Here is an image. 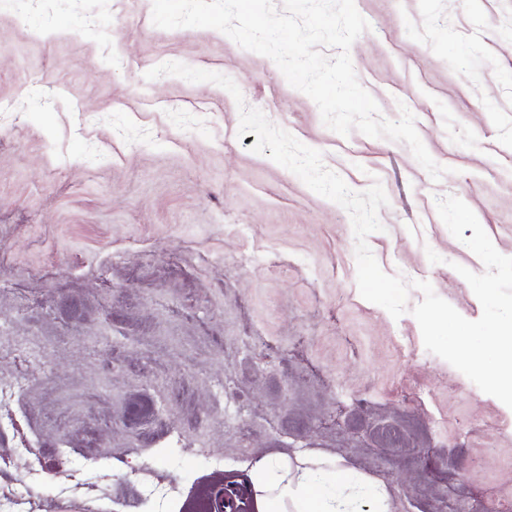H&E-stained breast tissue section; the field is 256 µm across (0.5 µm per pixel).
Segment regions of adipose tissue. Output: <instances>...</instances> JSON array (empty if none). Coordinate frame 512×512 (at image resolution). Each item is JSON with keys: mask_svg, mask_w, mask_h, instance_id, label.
I'll return each instance as SVG.
<instances>
[{"mask_svg": "<svg viewBox=\"0 0 512 512\" xmlns=\"http://www.w3.org/2000/svg\"><path fill=\"white\" fill-rule=\"evenodd\" d=\"M249 480L258 512H390L384 483L312 454L260 458Z\"/></svg>", "mask_w": 512, "mask_h": 512, "instance_id": "1", "label": "adipose tissue"}]
</instances>
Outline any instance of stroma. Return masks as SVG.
<instances>
[{
	"mask_svg": "<svg viewBox=\"0 0 512 512\" xmlns=\"http://www.w3.org/2000/svg\"><path fill=\"white\" fill-rule=\"evenodd\" d=\"M355 5L357 79L382 118L413 114L440 180L404 143L329 129L222 32L156 27L152 0L0 6V491L34 512H214L253 461L315 453L383 482L391 512L453 490L512 504V412L361 297L347 211L254 153L225 89L145 78L224 74L352 190L380 182L381 269L478 319L456 268L485 266L436 201L512 257V0ZM136 399L155 412L131 428Z\"/></svg>",
	"mask_w": 512,
	"mask_h": 512,
	"instance_id": "stroma-1",
	"label": "stroma"
}]
</instances>
